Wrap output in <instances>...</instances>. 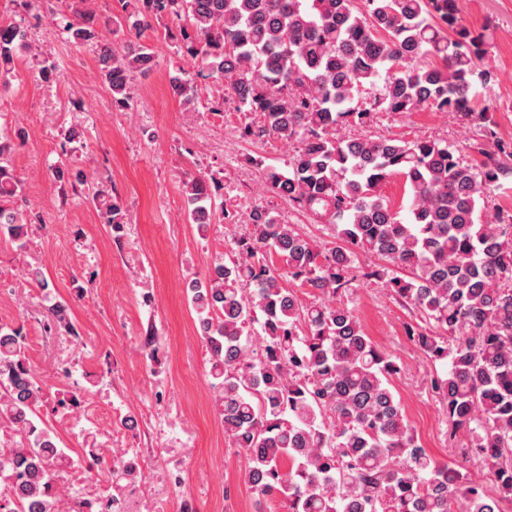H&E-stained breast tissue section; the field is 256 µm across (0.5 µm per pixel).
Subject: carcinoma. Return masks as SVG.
I'll return each mask as SVG.
<instances>
[{
  "instance_id": "carcinoma-1",
  "label": "carcinoma",
  "mask_w": 512,
  "mask_h": 512,
  "mask_svg": "<svg viewBox=\"0 0 512 512\" xmlns=\"http://www.w3.org/2000/svg\"><path fill=\"white\" fill-rule=\"evenodd\" d=\"M84 2L71 3L75 20L65 25L76 43L97 34ZM116 23L136 40L118 53L108 43L97 50L114 106L130 105L132 74L156 66L139 38L163 27L199 62L170 77L173 95L189 105L195 79H212L260 117L247 134L296 142L288 169L265 168V183L334 230V246L322 247L255 208L245 216L249 233L234 239L235 258L215 260L190 283L224 437L246 457L245 483L287 512H501L498 500H512V224L484 217L481 202L512 179V144L478 149L472 166L441 141L340 134L378 112L435 109L496 136L470 98L474 84L492 83L485 42L462 23L456 0H363L361 9L354 0H123ZM24 47L19 27L0 24L1 74ZM362 90L369 106L351 107ZM13 149L0 136V230L17 242L30 219L18 205L23 183L5 166ZM393 174L410 189L403 218L382 193ZM54 179L86 184L62 161ZM218 187L205 175L183 182L192 223H211ZM92 201L120 231V200L99 187ZM360 253L385 264L362 272ZM360 277L428 324L408 325L407 336L447 364L432 390L448 426L466 431L468 452L493 472L500 499L463 481L411 431L390 388L395 360L336 303ZM304 288L314 295L307 302ZM42 327L81 343L65 303L45 310ZM43 399L23 328L0 324V430L15 436L0 451V512H77L74 498L65 508L72 459L39 415ZM55 399L74 410L82 395L59 389ZM86 446L112 484L106 497L122 500L142 478L138 462L125 452L109 457L93 440Z\"/></svg>"
}]
</instances>
